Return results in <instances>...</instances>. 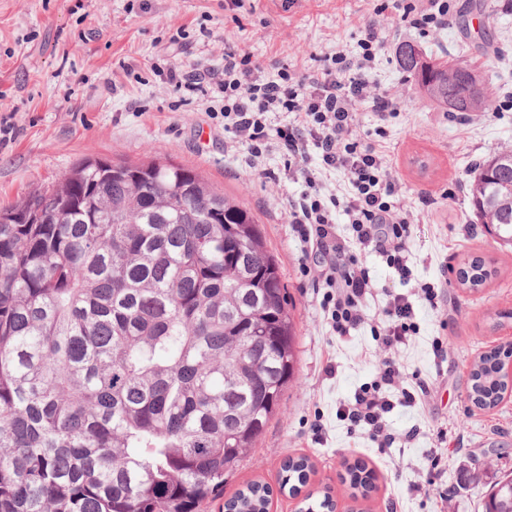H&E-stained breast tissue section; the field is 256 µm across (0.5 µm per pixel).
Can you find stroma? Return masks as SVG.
<instances>
[{
    "mask_svg": "<svg viewBox=\"0 0 512 512\" xmlns=\"http://www.w3.org/2000/svg\"><path fill=\"white\" fill-rule=\"evenodd\" d=\"M402 13L401 0H0V115L16 126L14 139L0 147V209L55 185L88 157L169 161L248 208L278 262L296 334V379L203 512H222L228 497L255 480L274 488L270 512H297V499L276 486L283 461L299 455L314 465L309 490L330 492L336 512L352 504L346 466L357 460L376 477L364 512H388L394 497L400 512H439L440 494L450 489L449 512H482L491 484L512 475V394L487 411L467 397L474 358L512 347V321L499 328L488 321L492 312L512 311V247L475 223L469 194L478 164L512 146V111L503 108L512 99V0H458L447 30L430 37L410 28ZM370 21L394 33L367 77L380 90L399 91L400 105L386 119L360 106L359 125L384 130L382 144L402 183L400 203L415 212V280L448 281L439 309L418 302L420 332L398 351L408 374L431 388L425 411L399 406L387 416L394 434L424 431L410 448L377 447L336 418L337 403L373 380L377 343L366 331L336 339L323 322L322 295L288 222V200L305 185L274 186L259 175L263 168L283 172L287 156L272 148L250 168L224 132L221 99L176 93L169 84L173 66L222 70L228 47L248 53L262 76L281 66L316 69L336 48L356 53ZM408 41L432 57L478 68L489 83L490 108L466 116L431 103L400 67L397 48ZM473 256L492 270L477 292L458 284L461 263ZM437 339L447 353L440 364ZM437 428L448 435L434 468L424 448Z\"/></svg>",
    "mask_w": 512,
    "mask_h": 512,
    "instance_id": "35a3bbf8",
    "label": "stroma"
}]
</instances>
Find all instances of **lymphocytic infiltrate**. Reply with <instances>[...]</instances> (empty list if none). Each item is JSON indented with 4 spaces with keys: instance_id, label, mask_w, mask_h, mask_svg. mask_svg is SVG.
I'll use <instances>...</instances> for the list:
<instances>
[{
    "instance_id": "obj_1",
    "label": "lymphocytic infiltrate",
    "mask_w": 512,
    "mask_h": 512,
    "mask_svg": "<svg viewBox=\"0 0 512 512\" xmlns=\"http://www.w3.org/2000/svg\"><path fill=\"white\" fill-rule=\"evenodd\" d=\"M451 8V0H407L403 18L419 33L434 34L447 27ZM388 37V27L368 24L356 57L340 50L325 54L317 71L283 68L257 77L249 56L229 49L222 72L196 67L169 75L176 91L216 88L223 101L224 130L235 146L252 157L277 148L288 158L289 178L304 180L305 192L288 203V218L304 265L324 290L321 308L327 323L339 337L369 328L383 353L375 378L340 402L336 417L381 448L418 440L420 431L414 427L395 437L386 416L398 405L424 407L430 397L426 381L406 387L405 369L395 356L398 346L419 331L413 301L404 293H387L382 317L374 319L368 312L370 271L359 262L360 255L373 252L401 281L412 276L414 215L398 202L401 182L387 153L360 131L357 119L362 104L384 117L397 112L399 93L380 91L366 77ZM278 112L290 113L291 121L274 124L272 116ZM313 156L318 159L314 167L308 164ZM336 170L345 172L347 186L341 193L324 194V178ZM340 211L350 224L346 235L336 224Z\"/></svg>"
}]
</instances>
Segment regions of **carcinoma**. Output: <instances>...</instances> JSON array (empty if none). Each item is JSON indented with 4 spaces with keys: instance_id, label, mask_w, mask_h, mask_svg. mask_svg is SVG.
Listing matches in <instances>:
<instances>
[{
    "instance_id": "cac0c4a2",
    "label": "carcinoma",
    "mask_w": 512,
    "mask_h": 512,
    "mask_svg": "<svg viewBox=\"0 0 512 512\" xmlns=\"http://www.w3.org/2000/svg\"><path fill=\"white\" fill-rule=\"evenodd\" d=\"M402 69L448 112L489 106L480 73L399 47ZM478 223L512 244V149L470 184ZM488 279L474 258L459 284ZM295 330L278 264L257 220L193 169L87 159L0 210V512H198L224 489L295 376ZM509 353L470 372L482 411L512 390ZM309 458L285 462L300 492ZM354 488L375 491L365 464ZM253 482L225 512H268ZM305 512H335L329 494ZM512 506V479L483 512Z\"/></svg>"
}]
</instances>
